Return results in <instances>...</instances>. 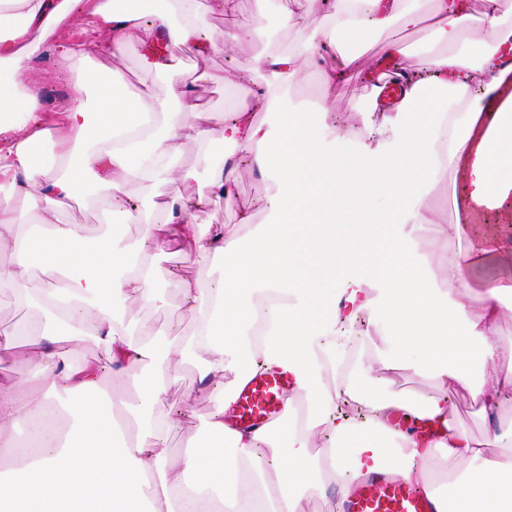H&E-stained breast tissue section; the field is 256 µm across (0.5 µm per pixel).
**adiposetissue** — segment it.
<instances>
[{"instance_id": "ef3b65f1", "label": "adipose tissue", "mask_w": 512, "mask_h": 512, "mask_svg": "<svg viewBox=\"0 0 512 512\" xmlns=\"http://www.w3.org/2000/svg\"><path fill=\"white\" fill-rule=\"evenodd\" d=\"M267 2L255 0V17L218 34L199 24L197 0H152L148 8L143 0H0V135L9 142L0 149V249L12 258L0 288L50 317L0 328V361L33 348V378L52 387L43 406L65 397L72 420L69 432L43 436L19 473L0 476V512H307L332 484L329 512H341L354 484L381 468L439 495L440 512H512V345L499 329L512 275L473 278L477 265L512 256V244L471 242L481 209L512 219V69L500 65L512 47V0H483L479 10L473 0H332L317 15L283 11L300 44L262 60L274 79L264 121L246 99L218 118L186 89L158 100L119 76L100 86L96 104L79 89L57 116L40 111L29 74L76 9L111 33L113 57L138 52L161 31L172 48L202 56L221 41H261ZM397 25L423 33L429 76L409 81L392 106L367 95L366 133H354L352 150L336 151L328 118L337 74L374 44L400 61L407 50L392 37ZM475 27L481 35L472 43L465 35ZM325 47L335 49L338 70L322 73L321 99L308 107L291 87L317 68ZM491 96L499 100L493 112ZM393 131L388 153L372 146L371 136ZM189 138L224 146L223 155H205L203 175L177 168ZM240 161L269 182L265 223L238 205ZM456 176L464 187L446 226L424 189ZM172 181L177 198L159 205ZM132 183L140 199L128 207ZM81 196L125 207L140 237L110 224L87 242L81 225L60 221ZM215 199L238 208L237 223H196V210ZM380 205L378 234L369 219ZM349 213L356 222L346 223ZM421 226L430 233L424 249L412 236ZM452 237L464 247L451 258ZM173 249L212 273L203 284L170 277L191 331L128 322L126 302L167 307L155 260ZM349 256L366 275L347 271ZM37 272L44 280L34 290ZM365 317L386 325L373 366L336 340L337 325ZM84 345L97 358L74 361ZM174 357L194 365L211 404L198 441L178 459L170 437L191 413L165 404ZM275 367L295 378L280 424H225L234 391ZM115 371L130 375L133 396L106 388ZM407 371L439 380L440 389L408 396L389 379ZM456 387L477 404L483 436L458 419ZM404 415L436 423L435 439L399 429ZM31 419L30 405L0 382V456H12L16 427Z\"/></svg>"}]
</instances>
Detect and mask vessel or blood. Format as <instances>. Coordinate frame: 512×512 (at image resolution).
<instances>
[{
  "instance_id": "1",
  "label": "vessel or blood",
  "mask_w": 512,
  "mask_h": 512,
  "mask_svg": "<svg viewBox=\"0 0 512 512\" xmlns=\"http://www.w3.org/2000/svg\"><path fill=\"white\" fill-rule=\"evenodd\" d=\"M294 385L288 369L257 372L235 392L232 422L245 430L267 429L280 420L283 400ZM343 512H438V500L414 484L380 470L358 482L344 500Z\"/></svg>"
}]
</instances>
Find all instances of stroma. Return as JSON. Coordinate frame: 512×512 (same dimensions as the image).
I'll return each instance as SVG.
<instances>
[{"mask_svg":"<svg viewBox=\"0 0 512 512\" xmlns=\"http://www.w3.org/2000/svg\"><path fill=\"white\" fill-rule=\"evenodd\" d=\"M90 30V17L85 13L76 12L57 28L54 38L56 41L72 44L96 42L100 62L122 72L131 86L157 98L169 96L173 84L178 83L192 89L202 110L221 115L232 111L235 103L242 99L244 90L260 91L271 83L268 74L260 69L257 62L258 52L254 49H239L220 44L207 58L189 56L180 66L177 81L173 82L165 73L144 68L138 57H111V34L94 37L91 36ZM374 60V52L365 53L357 66L345 72L336 89L334 112L328 124L337 150H349L350 142L347 135L352 128L361 126L363 122V116L357 112L356 107L368 93L364 74L373 65ZM228 68L237 72L240 77L239 84H224L222 76ZM30 78L41 94L44 111L53 114L64 110L74 86L82 79V70L77 66L70 69L61 68L54 54L47 52L35 64ZM156 264L157 285L165 292L169 305L165 310L151 313L139 302L132 301L128 304L129 318L137 320L149 317L155 329L159 331L169 330L176 325L184 329L190 328V316L178 291L169 288L168 275L175 271L186 279L204 282L209 278L208 272L199 269L192 257L176 252L158 256ZM171 373V382L165 395L167 405L176 409H187L193 413L192 420L183 423L171 435L170 453L172 457L177 458L182 456L198 437L199 426L210 413V404L200 394L198 375L191 365L173 361Z\"/></svg>","mask_w":512,"mask_h":512,"instance_id":"stroma-1","label":"stroma"}]
</instances>
